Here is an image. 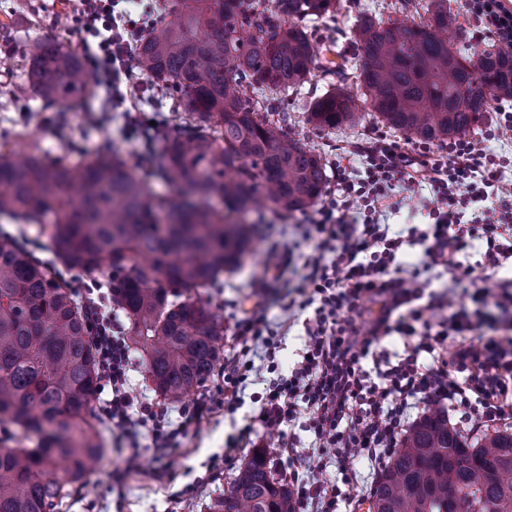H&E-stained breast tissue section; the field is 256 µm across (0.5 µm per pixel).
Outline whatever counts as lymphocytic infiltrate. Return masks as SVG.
Segmentation results:
<instances>
[{
	"instance_id": "1",
	"label": "lymphocytic infiltrate",
	"mask_w": 512,
	"mask_h": 512,
	"mask_svg": "<svg viewBox=\"0 0 512 512\" xmlns=\"http://www.w3.org/2000/svg\"><path fill=\"white\" fill-rule=\"evenodd\" d=\"M475 31L512 48V8L503 0H465ZM73 18L93 38L86 51L98 84L110 87L130 75L129 59L140 28L122 0H75ZM512 136V103L499 104L492 127L479 138H458L440 148L371 133L356 146L366 176L352 181L346 165L336 167L337 195L302 235L311 242L300 267L272 246V272L253 280L259 294L292 272L295 296L279 298L287 319L302 317L307 343L290 374L278 372L279 345L249 318L235 325L240 349L224 364V408L241 402L253 364L265 361L273 378L261 400V426L282 433L308 415L316 465L290 472L295 512H338L360 488L353 464L367 461L381 473L402 445L415 416L434 404L460 414L470 431L488 432L512 409V321L502 334L482 336L495 312L512 314V277L500 271L512 261V179L489 141ZM430 187L432 201H419L427 223L408 236L390 233L382 216L399 210L401 194ZM421 245L418 264L397 255L405 242ZM482 249L476 263L462 257ZM448 271L447 291L431 289L429 273ZM497 279V290L482 281ZM471 288L470 305H456L458 289ZM81 301L89 338L98 351V410L108 428L130 445L150 434L158 458L173 451L188 423L208 409L198 400L173 424L159 403L133 397L132 368L117 317L103 292L85 289ZM397 335L402 352H389L382 337ZM335 465L338 480L325 476Z\"/></svg>"
}]
</instances>
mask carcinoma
I'll return each instance as SVG.
<instances>
[{"instance_id": "carcinoma-1", "label": "carcinoma", "mask_w": 512, "mask_h": 512, "mask_svg": "<svg viewBox=\"0 0 512 512\" xmlns=\"http://www.w3.org/2000/svg\"><path fill=\"white\" fill-rule=\"evenodd\" d=\"M173 18L136 44L135 66L174 96L181 123L146 137L155 193L139 164L117 150L75 163L40 146L0 145V219L37 224L54 260L0 232V512H60L106 448L93 423L97 352L81 301L61 269L112 289L122 335L147 354L156 392L178 402L201 387L220 359L224 317L200 288H215L251 252L265 213L317 204L322 158L262 111L268 94L302 87L316 66L299 22L332 0H179ZM427 25L366 19L355 70L370 111L391 130L426 144L467 133L490 102L512 99V55L477 61L452 48L456 18L439 0ZM488 94L462 102L474 81ZM46 106L84 108L94 83L78 53L36 40L26 83ZM361 119L342 88L316 98L306 122L318 131ZM162 141V147L155 144ZM234 512H294L288 486L259 450L233 479ZM368 512H512V432L468 442L439 412L424 416L380 474Z\"/></svg>"}]
</instances>
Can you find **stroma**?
Returning a JSON list of instances; mask_svg holds the SVG:
<instances>
[{"mask_svg": "<svg viewBox=\"0 0 512 512\" xmlns=\"http://www.w3.org/2000/svg\"><path fill=\"white\" fill-rule=\"evenodd\" d=\"M428 2L336 0V7L328 16L307 22L306 27L313 44H333L355 62L361 56L355 29L362 19L426 24L430 21ZM63 9L60 0H0V58L9 60L8 68L0 69V137L14 134L16 127L22 125L51 156L64 154L65 142L72 138L88 155L107 142L125 156L138 157L141 144L134 128L125 121L123 106L116 104L103 89H96L84 111L64 113L45 108L33 93L15 91V84L23 79L33 41L62 35L72 47L82 48L83 36L77 26L66 21ZM341 84L354 88L355 79L350 76L341 82L336 76H325L317 70L301 89L273 105L274 111L306 139L329 169L334 167L337 153L381 128L370 115L363 116L357 124L324 132L306 124L305 113L313 99ZM315 215V210L310 209L281 217L269 216L266 224L255 232V252L243 270L225 273L222 287L203 289V297L224 317L223 351L235 347L233 324L247 314H255L261 328L280 326L283 315L278 304L271 299L262 300L251 283L272 262L270 242L294 244L302 225ZM268 378L263 370L250 375L242 405L229 413L223 405L224 379L221 372H214L201 388L202 393L216 401L210 416L200 425L189 427L182 448L166 462L157 460L149 440H141L138 452L142 470L138 473L125 471V460L131 452L128 443L103 432L112 461L94 466L89 482L69 499L66 512H218L217 506L234 477L257 448L266 450L268 465L276 478L305 468L313 446V435L305 420L290 427L297 445V454L292 458L277 454L278 435L266 433L257 423L260 404L255 397L262 393ZM248 424L254 427V447L227 450L228 440Z\"/></svg>", "mask_w": 512, "mask_h": 512, "instance_id": "obj_1", "label": "stroma"}]
</instances>
